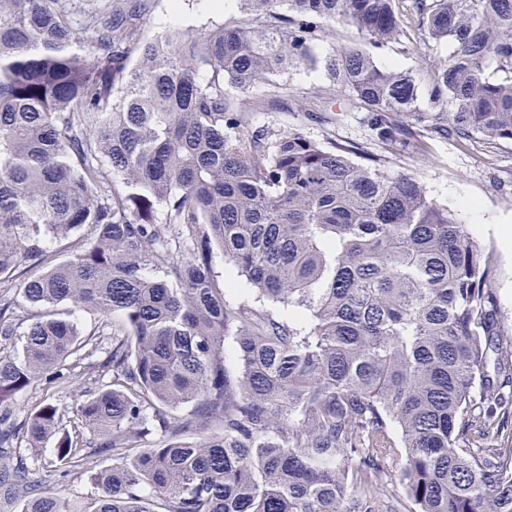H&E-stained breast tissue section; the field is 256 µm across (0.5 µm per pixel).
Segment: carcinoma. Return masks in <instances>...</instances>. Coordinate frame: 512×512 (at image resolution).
I'll use <instances>...</instances> for the list:
<instances>
[{
  "mask_svg": "<svg viewBox=\"0 0 512 512\" xmlns=\"http://www.w3.org/2000/svg\"><path fill=\"white\" fill-rule=\"evenodd\" d=\"M238 2L230 23L146 40L152 0H0V336L22 342L0 353V496L20 512H512L496 259L385 168L434 137L512 141V0ZM340 26L365 44L322 60L319 94L253 92L317 63ZM442 41L420 73L374 56ZM338 90L382 152L253 127ZM171 231L172 260L155 249ZM216 249L265 304L226 299ZM77 312L112 317L95 365ZM65 372L96 390L12 419L17 394ZM58 464L95 489L84 505L47 484Z\"/></svg>",
  "mask_w": 512,
  "mask_h": 512,
  "instance_id": "cac0c4a2",
  "label": "carcinoma"
}]
</instances>
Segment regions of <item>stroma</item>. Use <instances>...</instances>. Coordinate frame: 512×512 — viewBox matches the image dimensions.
I'll list each match as a JSON object with an SVG mask.
<instances>
[{
    "label": "stroma",
    "mask_w": 512,
    "mask_h": 512,
    "mask_svg": "<svg viewBox=\"0 0 512 512\" xmlns=\"http://www.w3.org/2000/svg\"><path fill=\"white\" fill-rule=\"evenodd\" d=\"M237 15V0H224V9L220 12L211 8L209 0H154L143 22L142 35L151 39L172 27L197 34ZM334 48L333 40L317 41L313 52L318 65L273 75L271 83L261 85V93H272L274 84L285 83L297 97L315 95L326 85L320 60L332 54ZM452 50L448 42L428 48L421 46L406 53L394 46L377 51L376 57L385 66L418 70L447 59ZM332 109L330 120L321 121L301 112L273 108L257 113L254 124L274 131L297 128L321 143L350 142L362 146L371 143L372 132L363 113L357 112L344 95H337ZM428 146L422 156L402 151L390 155L386 168L391 172L415 174L431 198L454 210L459 222L493 250L499 268L495 288L501 317L505 326L512 329V251L502 249L495 233L496 225L512 223V142L475 139L462 148L455 140L437 137L430 140ZM80 389L79 383L68 378L50 384L43 381L34 384L16 396L12 404L13 416L17 421H25L47 400L63 408L69 407Z\"/></svg>",
    "instance_id": "obj_1"
}]
</instances>
